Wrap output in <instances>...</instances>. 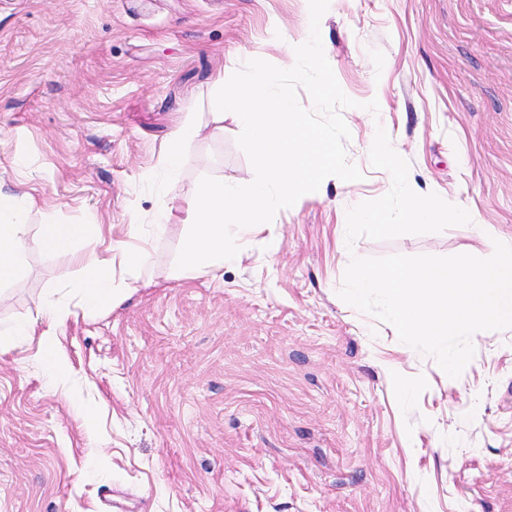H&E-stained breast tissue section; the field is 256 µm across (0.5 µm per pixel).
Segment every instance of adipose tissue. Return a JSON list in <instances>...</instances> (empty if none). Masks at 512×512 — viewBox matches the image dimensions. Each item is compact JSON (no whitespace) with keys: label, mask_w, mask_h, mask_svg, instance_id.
<instances>
[{"label":"adipose tissue","mask_w":512,"mask_h":512,"mask_svg":"<svg viewBox=\"0 0 512 512\" xmlns=\"http://www.w3.org/2000/svg\"><path fill=\"white\" fill-rule=\"evenodd\" d=\"M201 134V127L189 120L172 135L161 166L165 181H178L186 150ZM37 208L36 200L28 194L0 195V303L8 298L6 283L22 269L28 250V221ZM41 246L62 258L56 281L76 293L87 317L112 310L124 302L125 284L115 275V263H122L125 274L130 275L148 265L151 258L147 237L135 233L130 239L109 242L99 224L43 225ZM71 315L65 300L48 299L35 316L0 320V344L26 342L36 335L44 339L56 335Z\"/></svg>","instance_id":"obj_1"}]
</instances>
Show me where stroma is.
Wrapping results in <instances>:
<instances>
[{
    "label": "stroma",
    "instance_id": "1",
    "mask_svg": "<svg viewBox=\"0 0 512 512\" xmlns=\"http://www.w3.org/2000/svg\"><path fill=\"white\" fill-rule=\"evenodd\" d=\"M309 20L308 0H0V192L41 204L0 319L55 285L42 224L150 223L145 175L186 117L208 134L169 196L250 183L214 80L292 67ZM320 32L364 179H325L189 278L174 209L128 298L56 336L59 390L38 340L0 346V512H116L114 488L135 512H512V328L475 333L453 379L338 296L354 255L488 252L457 226L347 241V210L392 185L380 126L410 185L512 239V0H329Z\"/></svg>",
    "mask_w": 512,
    "mask_h": 512
}]
</instances>
